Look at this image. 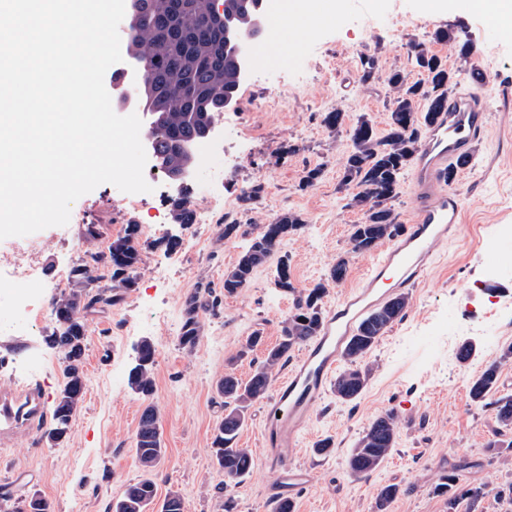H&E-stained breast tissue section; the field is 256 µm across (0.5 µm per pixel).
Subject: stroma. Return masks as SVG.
<instances>
[{"label": "stroma", "mask_w": 512, "mask_h": 512, "mask_svg": "<svg viewBox=\"0 0 512 512\" xmlns=\"http://www.w3.org/2000/svg\"><path fill=\"white\" fill-rule=\"evenodd\" d=\"M399 14L413 18V25L397 26ZM446 28L456 32L457 42L435 40ZM280 39L292 43L294 59L283 69L272 64L270 54H260V73L246 76L235 107L223 112L215 142L202 151L197 175L188 183L192 203L208 212L209 223L176 224L168 187L133 206L127 193L105 183L73 204L67 225L0 240L1 267L32 261L39 267L38 280L20 288L0 277V392L36 386L52 402L64 381L62 356L47 341L61 276L85 252L106 249L126 225L140 228L134 287L121 303L86 320L85 393L66 438L47 441L46 417L0 441V487L14 496L38 494L52 512H109L113 498L140 477L133 441L142 401L128 374L147 338L156 349L153 401L166 448L155 477L158 498L180 492L184 512H224L228 499L233 512H271L276 472L258 443L263 405L253 404L239 437L252 451L254 468L242 482L225 483L212 456L224 414L216 383L229 367L249 378L263 354L239 361L237 351L256 330L266 343H275L294 311V296L275 288L271 264L259 268L238 294H225L224 272L247 240H225L224 206L237 200L245 181H263L266 196L241 215L242 224L255 232L282 211L302 213L306 226L280 247L293 282L301 290L326 281L343 255L347 277L328 283L323 302L342 298L372 259L371 253L351 251V226L362 213L347 205L354 187L341 183L348 128L365 114L377 134L385 133L387 74L399 69L409 80L422 77L411 61L415 40L447 60L458 87L474 88L472 68L489 73V134L453 183L463 197L460 234L438 248L427 277L408 295L404 318L363 359L370 375L362 394L345 403L331 393L316 408L295 458L308 469L309 482L294 512H376L378 492L389 483L400 484L403 492L388 512H512V448L492 447L500 431L494 408L469 396L470 382L512 344V33L473 0H443L433 11L424 0H337L320 33L291 30ZM463 42L470 55L460 54ZM367 54L376 55L379 71L366 85L360 59ZM337 108L346 126L333 134L322 119ZM291 143L299 153L280 157L279 149ZM318 164L325 167L322 180L300 190L303 169ZM228 168L232 177L219 180L218 172ZM88 224L97 226V239H85ZM173 235L181 244L171 250L166 242ZM200 281L210 284L218 304L201 313L199 341L187 350L179 343L183 305ZM467 341L475 353L463 363L457 351ZM387 413L398 421L392 452L368 475L351 476L352 449ZM324 439L334 449L320 456L314 448ZM461 457L475 464L462 484L484 486L473 508L464 501L449 505L436 490L449 462Z\"/></svg>", "instance_id": "stroma-1"}]
</instances>
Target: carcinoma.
Masks as SVG:
<instances>
[{
    "instance_id": "cac0c4a2",
    "label": "carcinoma",
    "mask_w": 512,
    "mask_h": 512,
    "mask_svg": "<svg viewBox=\"0 0 512 512\" xmlns=\"http://www.w3.org/2000/svg\"><path fill=\"white\" fill-rule=\"evenodd\" d=\"M265 0H224V19L227 21L231 44L202 24L209 16L212 0H130L127 52L140 65L142 81L136 89L137 102L153 125L150 150L155 166L162 172L183 164L184 147L197 139L198 132L218 118V109L224 98H238L245 77L248 42L238 38V32L247 27L245 15L263 13L260 4ZM167 14L169 27L182 35L180 39H165L158 35L154 25L156 14ZM415 67L426 74L423 82H410L401 70L391 71L386 81L395 92L388 107L389 130L377 136L371 120L362 115L350 130V150L343 159L342 182L357 189L348 206L369 204L364 221L352 225L351 252L371 251L380 241L400 235V224L394 202L398 197L402 176L414 160L417 144L434 122L435 114L445 96L456 83L455 73L443 57L413 47ZM377 58H361V81L375 79ZM167 100V108L159 111L156 97ZM324 175V167H307L300 178L299 188L316 186ZM265 196V185L259 180L247 183L240 190L238 200L247 212ZM171 209L178 223L192 224L195 214L190 207L187 186L180 187L171 199ZM307 224L298 212L287 211L275 215L260 230L251 235L237 263L224 272V294L239 293L240 286L249 284L256 269L264 266L283 242ZM139 225H126L124 235L114 239L105 251L87 253L70 271L69 287L62 290L53 302L55 329L50 343L63 359L64 383L55 400L52 423L45 431L48 441L57 443L58 429L69 428L63 416L73 417L83 399V356L87 329L85 316L99 308L112 307L124 299V294L135 284V272L140 263L138 249ZM107 272L109 284L103 285L99 270ZM348 272V260L340 257L329 272L328 280L310 289L296 291L291 279L288 256L279 257L275 267L274 284L285 293L297 294L294 313L283 322L277 343L265 348L264 360L247 380L234 371L224 372L217 382V391L224 397V417L219 422L212 441L213 456L224 480L235 482L249 475L254 466L252 453L238 446L237 439L249 418L254 403L264 398L275 369L288 361V354L305 340L314 336L321 323V301L328 282L342 281ZM210 284L200 283L185 299L180 344L192 349L197 344L201 324L199 315L212 311L217 301L210 298ZM407 298L400 296L386 304L364 322L345 353L347 368L334 383L336 397L352 401L365 388L369 370L360 362L374 348L387 330L405 315ZM141 363L129 374L128 383L146 404L144 405L134 438L135 457L142 472L140 479L129 484L112 502V512H146L155 499L157 488L153 474L165 455L160 433V416L150 402L155 391L154 365L156 349L145 339L140 344ZM512 359V344L500 351L499 358L488 363L483 372L473 379L469 394L474 402H483L493 393L500 365ZM494 409L502 427L512 429V396L501 397ZM398 421L392 414L378 417L367 428L347 460L354 477L376 469L395 445ZM474 467L467 460L452 464L437 492L448 496L455 504L461 498L473 505L484 496L481 484H469L458 489L462 473ZM403 494L397 484L383 486L376 500L377 512H388L391 503ZM29 504L31 512H51L50 503L37 494L30 499L12 501L6 496L0 500L4 512H23Z\"/></svg>"
}]
</instances>
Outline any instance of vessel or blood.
<instances>
[{"label": "vessel or blood", "mask_w": 512, "mask_h": 512, "mask_svg": "<svg viewBox=\"0 0 512 512\" xmlns=\"http://www.w3.org/2000/svg\"><path fill=\"white\" fill-rule=\"evenodd\" d=\"M488 121L484 94H448L415 153L412 209L403 233L376 254L353 289L327 307L317 335L305 342L288 375L272 385L259 441L278 474L276 498L293 499L307 481L305 468L294 463L299 439L327 394L350 337L392 292L415 288L431 268L436 247L455 236L463 199L448 189L442 175L460 156L471 155L485 138ZM45 409V396L37 388L21 398L0 396V435L28 426Z\"/></svg>", "instance_id": "1"}]
</instances>
